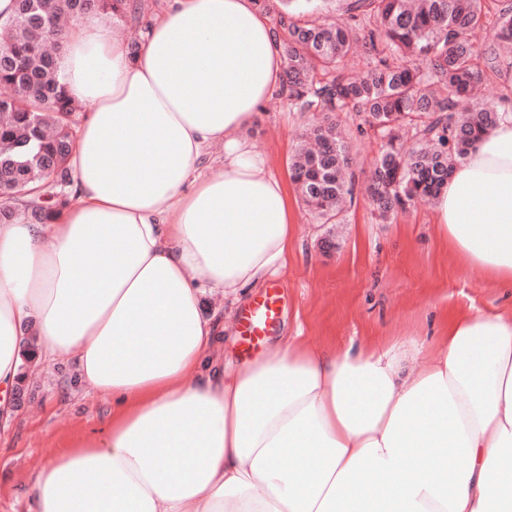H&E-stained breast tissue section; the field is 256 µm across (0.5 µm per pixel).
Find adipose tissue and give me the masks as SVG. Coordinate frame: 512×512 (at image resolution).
Returning a JSON list of instances; mask_svg holds the SVG:
<instances>
[{"label":"adipose tissue","instance_id":"ef3b65f1","mask_svg":"<svg viewBox=\"0 0 512 512\" xmlns=\"http://www.w3.org/2000/svg\"><path fill=\"white\" fill-rule=\"evenodd\" d=\"M281 76L254 0H170L134 57L100 16L69 33L71 201L0 224V415L26 360L70 355L112 415L42 462L28 512H512V310L445 312L418 369L417 341L373 336L218 364L206 294L288 263L285 186L241 135ZM433 206L449 252L512 288L511 112Z\"/></svg>","mask_w":512,"mask_h":512}]
</instances>
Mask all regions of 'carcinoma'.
<instances>
[{"label":"carcinoma","mask_w":512,"mask_h":512,"mask_svg":"<svg viewBox=\"0 0 512 512\" xmlns=\"http://www.w3.org/2000/svg\"><path fill=\"white\" fill-rule=\"evenodd\" d=\"M0 21L10 38L0 43L8 62L0 66V223L18 220L8 202L26 188L43 187L23 203L26 220L43 222L67 202L59 187L69 183L68 160L82 105L58 78L57 58L47 45L63 47L68 30L91 13L125 16L130 0H25ZM485 0H351L346 23L293 20L282 45L286 60L282 91L299 112L318 120L305 135L291 163V177L303 203L330 223L343 210L353 184L347 133L341 112H353L380 134L383 150L368 177L366 192L379 217L386 219L418 200L438 195L454 162L465 156L500 119L497 108L476 101L472 92L498 75L502 54L512 51V5L491 19L495 41L478 50L469 32L486 16ZM366 59L363 72L342 66L354 52ZM426 61L423 69L414 60ZM413 133L404 147L400 132Z\"/></svg>","instance_id":"carcinoma-1"}]
</instances>
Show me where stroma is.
<instances>
[{
    "instance_id": "obj_1",
    "label": "stroma",
    "mask_w": 512,
    "mask_h": 512,
    "mask_svg": "<svg viewBox=\"0 0 512 512\" xmlns=\"http://www.w3.org/2000/svg\"><path fill=\"white\" fill-rule=\"evenodd\" d=\"M311 118L287 97L274 96L244 135L265 156L273 173L290 182L297 135ZM353 132V203L340 223L324 224L288 192L293 246L288 265L268 276L239 302L214 295L207 310L224 326V369L233 372L300 334L316 345L345 348L367 336H395L423 344L431 354L445 309L486 311L512 306V290L488 286L464 270L439 242L430 205L418 203L380 220L364 190L382 138L356 133L360 119L345 116ZM277 291L279 316L257 348L245 350L240 315L265 293ZM112 407L77 380L75 363L60 358L27 364L13 395V411L0 420V512H27V484L48 457L108 420Z\"/></svg>"
}]
</instances>
